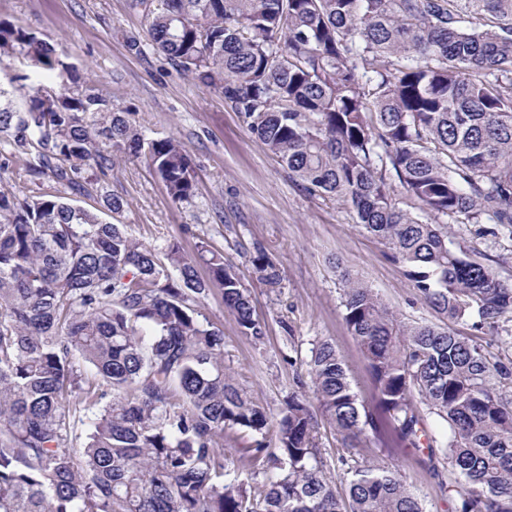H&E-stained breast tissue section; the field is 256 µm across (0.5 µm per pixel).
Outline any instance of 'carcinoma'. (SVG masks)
<instances>
[{
    "mask_svg": "<svg viewBox=\"0 0 512 512\" xmlns=\"http://www.w3.org/2000/svg\"><path fill=\"white\" fill-rule=\"evenodd\" d=\"M152 45L224 96L261 144L320 197L348 203L446 325L407 322L343 275L344 321L372 376L358 401L336 347L308 362L321 412L355 448L385 425L440 452L455 512H512V369L449 324L512 316V284L474 260L446 224L396 205L388 177L439 217L512 229V0H132ZM0 56L37 75L24 109L0 85V170L81 186L142 154L176 203L194 193L191 158L94 90L56 46L0 21ZM259 280L279 271L259 251ZM203 264L209 280H202ZM255 341L265 326L224 256L202 242L166 261L67 198L0 191V512H425L377 465L336 496L300 389L279 421L224 372V336L200 318L210 286ZM95 368L85 374L78 361ZM448 426L428 434L423 410ZM82 427L85 442L71 445ZM253 436L252 489L228 479L224 433Z\"/></svg>",
    "mask_w": 512,
    "mask_h": 512,
    "instance_id": "1",
    "label": "carcinoma"
}]
</instances>
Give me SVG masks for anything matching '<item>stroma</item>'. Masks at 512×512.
Listing matches in <instances>:
<instances>
[{
	"mask_svg": "<svg viewBox=\"0 0 512 512\" xmlns=\"http://www.w3.org/2000/svg\"><path fill=\"white\" fill-rule=\"evenodd\" d=\"M0 20L56 43L82 76L111 95L116 109L132 113L146 139L182 142L192 160L195 193L190 201L173 202L145 157L124 153L114 155L107 176H84L77 193L51 178L36 187L11 171L0 173V191L20 197L38 188L71 198L160 254L173 241L189 256L202 241L223 254L264 323L266 338L257 342L241 333L219 289H211L199 310L224 332L226 371L271 413L284 408L321 341L335 345L360 400L373 404L367 362L344 322L341 271L375 289L406 318L434 322L438 316L384 243L359 226L352 207L310 195L251 136L220 93L153 49L146 19L131 9L130 0H0ZM135 39L141 49H133ZM108 197L123 202L121 212L106 208ZM451 229L473 258L512 282V236L487 235L482 224L455 222ZM260 250L277 267L278 285L259 281L252 258ZM317 441L337 495L345 494L352 467L373 463L395 473L426 512H454L439 487L455 480L442 455L405 447L392 429L369 433L348 455L321 416Z\"/></svg>",
	"mask_w": 512,
	"mask_h": 512,
	"instance_id": "stroma-1",
	"label": "stroma"
}]
</instances>
